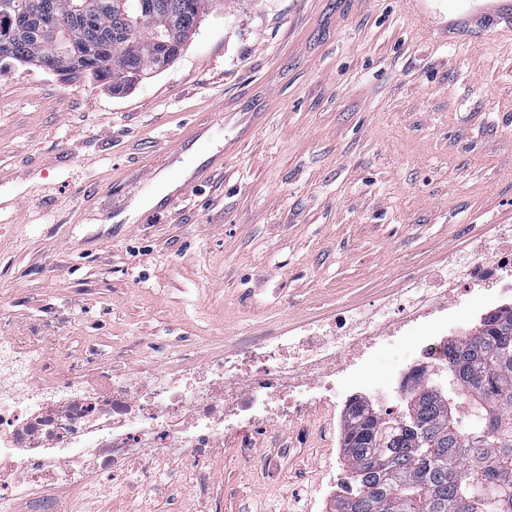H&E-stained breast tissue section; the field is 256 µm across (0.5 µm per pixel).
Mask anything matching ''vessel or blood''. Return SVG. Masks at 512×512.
<instances>
[{"label": "vessel or blood", "instance_id": "obj_1", "mask_svg": "<svg viewBox=\"0 0 512 512\" xmlns=\"http://www.w3.org/2000/svg\"><path fill=\"white\" fill-rule=\"evenodd\" d=\"M402 14L410 18L426 40L448 45L462 40L474 29H492L512 37V0H456L455 4L441 6L440 0H399ZM215 123L203 119L180 138L165 146L174 161H183L187 152H194L198 160L186 167L174 192L168 193L161 205L170 211L203 185L210 183L224 169V158L235 153L240 140L224 142L212 147Z\"/></svg>", "mask_w": 512, "mask_h": 512}]
</instances>
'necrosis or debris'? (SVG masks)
Returning <instances> with one entry per match:
<instances>
[{"label": "necrosis or debris", "instance_id": "1", "mask_svg": "<svg viewBox=\"0 0 512 512\" xmlns=\"http://www.w3.org/2000/svg\"><path fill=\"white\" fill-rule=\"evenodd\" d=\"M512 267V226L495 243L475 236L446 277L409 280L370 308H353L325 330L269 336L235 346L214 366L149 378L88 376L80 367L49 377L34 356L0 340V500L25 496L57 512L52 489L84 483L89 469L117 476L129 462L149 465L177 452L205 467L225 427L294 421L336 404L337 386L366 379L364 361L384 333L421 327L423 356L438 365L446 345L448 295L490 292Z\"/></svg>", "mask_w": 512, "mask_h": 512}]
</instances>
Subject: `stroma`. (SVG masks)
<instances>
[{
  "label": "stroma",
  "mask_w": 512,
  "mask_h": 512,
  "mask_svg": "<svg viewBox=\"0 0 512 512\" xmlns=\"http://www.w3.org/2000/svg\"><path fill=\"white\" fill-rule=\"evenodd\" d=\"M265 99L262 128L215 183L150 224H116L106 190L196 113ZM512 225V38L425 43L396 0H224L181 56L125 94L0 61V337L39 343L47 374L79 362L145 378L333 322L445 269L473 229ZM512 305L459 304L443 338ZM421 331L374 349L387 388ZM315 420L225 431L200 475L89 474L61 512H295L320 489ZM278 459L248 472L239 450Z\"/></svg>",
  "instance_id": "stroma-1"
}]
</instances>
